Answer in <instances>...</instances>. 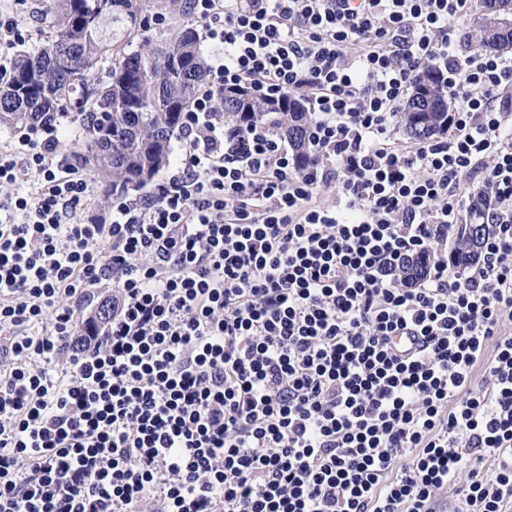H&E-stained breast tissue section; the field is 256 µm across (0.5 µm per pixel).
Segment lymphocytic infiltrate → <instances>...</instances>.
<instances>
[{
    "mask_svg": "<svg viewBox=\"0 0 512 512\" xmlns=\"http://www.w3.org/2000/svg\"><path fill=\"white\" fill-rule=\"evenodd\" d=\"M478 4L189 0L183 157L104 219L65 113L0 148V512H512V56L465 51ZM427 63L449 132L405 142ZM238 86L306 104L307 157L229 138ZM480 202L476 199L473 203V211L465 224H460L453 244V251L458 264L461 266H473L481 249L482 241L490 231V224H483L478 217Z\"/></svg>",
    "mask_w": 512,
    "mask_h": 512,
    "instance_id": "obj_1",
    "label": "lymphocytic infiltrate"
}]
</instances>
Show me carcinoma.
I'll return each instance as SVG.
<instances>
[{
  "label": "carcinoma",
  "instance_id": "obj_1",
  "mask_svg": "<svg viewBox=\"0 0 512 512\" xmlns=\"http://www.w3.org/2000/svg\"><path fill=\"white\" fill-rule=\"evenodd\" d=\"M45 42L19 54L7 75L0 74V126H26L55 112H69L83 130L75 154L81 167L102 181L139 189L168 163L170 144L183 115L206 78V57L193 24L165 38L145 36V19L163 11L167 0H46ZM480 23L470 48L512 52V0H482ZM109 61L99 77L101 62ZM424 66L415 90L399 112L398 128L412 141L448 130V92ZM224 126L243 131L271 121L307 153V113L291 96L256 98L249 88L224 90L219 97ZM459 225L453 244L458 264L472 266L490 225L477 211Z\"/></svg>",
  "mask_w": 512,
  "mask_h": 512
}]
</instances>
